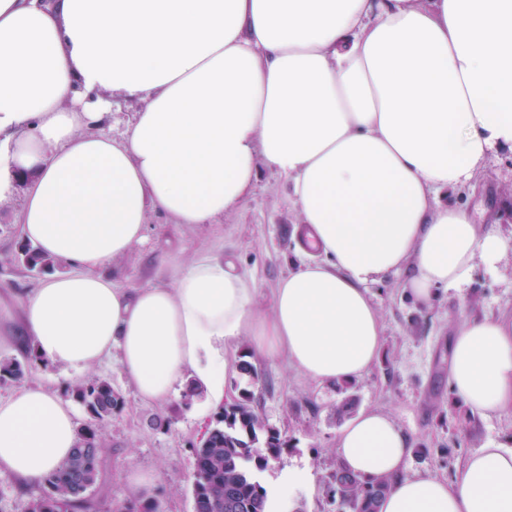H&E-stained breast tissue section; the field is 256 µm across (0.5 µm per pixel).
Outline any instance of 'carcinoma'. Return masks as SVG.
Masks as SVG:
<instances>
[{"instance_id":"cac0c4a2","label":"carcinoma","mask_w":512,"mask_h":512,"mask_svg":"<svg viewBox=\"0 0 512 512\" xmlns=\"http://www.w3.org/2000/svg\"><path fill=\"white\" fill-rule=\"evenodd\" d=\"M26 266L40 270L52 261L35 250L23 251ZM38 357L28 355L26 364L16 361L0 366V379H17L23 366H37ZM72 397L87 411L71 455L42 481L41 492L26 506V512H96V491L104 472V423L123 407V398L112 383L99 377L88 378L71 390ZM213 433L206 448H194V512H265L266 491L255 471L265 468L269 459L279 455L286 444L281 431L264 422L254 405V393L244 388L239 397L214 414ZM388 491V482L370 485L338 466L328 486L337 512H379L380 500ZM121 512H159L152 498L131 501Z\"/></svg>"}]
</instances>
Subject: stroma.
I'll list each match as a JSON object with an SVG mask.
<instances>
[{
    "mask_svg": "<svg viewBox=\"0 0 512 512\" xmlns=\"http://www.w3.org/2000/svg\"><path fill=\"white\" fill-rule=\"evenodd\" d=\"M22 189L0 199V307L19 312L20 299L42 280L22 261L24 243L18 214ZM443 203L464 204L478 221L495 218L512 237V152L493 154L480 175L466 187L446 191ZM148 238L113 260L107 273L113 283L133 291L147 284L173 285L175 277L203 256L233 263L255 290L254 306L271 315V294L291 265L300 261L296 227L301 215L287 182L266 165L239 206L215 224H176L148 212ZM407 272L391 273L372 293L384 326L378 362L349 385L319 383L288 366L281 357L255 360L258 378L228 375L226 390L237 397L253 390L265 421L286 436L289 445L270 460L257 477L272 489L289 469L306 471L308 480L289 512H336L327 483L339 459L336 437L348 420L345 400L354 408L377 407L387 412L410 437L415 450L408 474L452 478L467 456L500 445L512 448V417L483 418L469 413L454 396L448 379L450 342L456 326L470 317L512 316V247L496 269L477 267L463 290H439L432 305L420 306L405 293ZM91 376L110 379L124 400L106 424L105 482L98 492L107 512L129 501L127 480L135 472L153 475L151 497L160 512H193L194 460L189 447L204 425L196 406L181 397L161 403L141 402L127 386L114 360L79 370L49 365L26 369L21 381L39 383L69 397L76 382ZM18 381V382H21ZM18 382L0 381V397ZM164 426H155V419Z\"/></svg>",
    "mask_w": 512,
    "mask_h": 512,
    "instance_id": "1",
    "label": "stroma"
}]
</instances>
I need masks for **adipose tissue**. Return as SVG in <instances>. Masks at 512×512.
I'll use <instances>...</instances> for the list:
<instances>
[{
	"mask_svg": "<svg viewBox=\"0 0 512 512\" xmlns=\"http://www.w3.org/2000/svg\"><path fill=\"white\" fill-rule=\"evenodd\" d=\"M78 87L144 106L115 138L109 104L65 108ZM495 149L512 151V0H0V199L26 182L20 233L63 266L26 296L23 345L58 366L115 356L145 402L193 386L199 416L216 412L244 338L321 383L364 377L385 274L411 267L405 291L428 305L505 253L437 199ZM261 162L290 185L305 255L271 316L218 257L170 287L113 284L106 270L146 238L148 209L216 223ZM449 381L470 411L512 415V319L457 326ZM78 428L74 404L42 386L0 398V473L41 482ZM412 451L377 409L336 438L363 483L389 480L379 512H512V448L480 449L450 480L408 475Z\"/></svg>",
	"mask_w": 512,
	"mask_h": 512,
	"instance_id": "ef3b65f1",
	"label": "adipose tissue"
}]
</instances>
